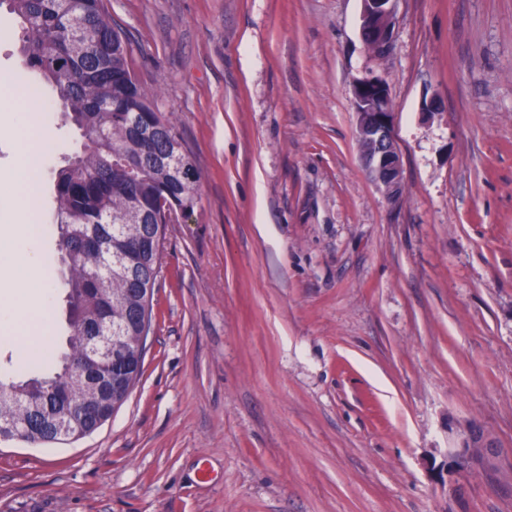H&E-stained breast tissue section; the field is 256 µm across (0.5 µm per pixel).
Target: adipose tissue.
I'll return each instance as SVG.
<instances>
[{"label":"adipose tissue","instance_id":"adipose-tissue-1","mask_svg":"<svg viewBox=\"0 0 512 512\" xmlns=\"http://www.w3.org/2000/svg\"><path fill=\"white\" fill-rule=\"evenodd\" d=\"M0 278L11 290L7 300L0 302V330H22L20 356L31 362L45 361L51 348V316L46 309L50 288L34 239L18 233L0 241Z\"/></svg>","mask_w":512,"mask_h":512}]
</instances>
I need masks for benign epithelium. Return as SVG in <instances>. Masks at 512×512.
I'll use <instances>...</instances> for the list:
<instances>
[{
  "label": "benign epithelium",
  "mask_w": 512,
  "mask_h": 512,
  "mask_svg": "<svg viewBox=\"0 0 512 512\" xmlns=\"http://www.w3.org/2000/svg\"><path fill=\"white\" fill-rule=\"evenodd\" d=\"M360 34L368 50L376 57L385 56L392 42V27L398 0H361ZM352 103L357 116V141L363 166L369 178L380 186L387 199L397 200L402 191V162L396 146L392 104L385 78L373 71L354 80ZM93 355L108 358L112 355V329L87 338ZM33 427L32 418L23 412L0 422V439L26 440V432ZM487 462L499 456L497 445L475 428L466 429L457 444L447 450L444 460L432 465L435 479L443 484L466 473L465 466L474 453Z\"/></svg>",
  "instance_id": "benign-epithelium-1"
}]
</instances>
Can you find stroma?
Returning a JSON list of instances; mask_svg holds the SVG:
<instances>
[{"label": "stroma", "mask_w": 512, "mask_h": 512, "mask_svg": "<svg viewBox=\"0 0 512 512\" xmlns=\"http://www.w3.org/2000/svg\"><path fill=\"white\" fill-rule=\"evenodd\" d=\"M203 176L167 225L143 374L94 434L0 441V512H512V0H398L374 59L360 0H104ZM0 10V233L29 230L69 334L51 172L79 141L38 100L31 216L6 181L22 87ZM386 79L403 190L356 142L352 83ZM441 109L427 115L426 103ZM0 331V376L31 365ZM493 470L434 480L470 425Z\"/></svg>", "instance_id": "obj_1"}]
</instances>
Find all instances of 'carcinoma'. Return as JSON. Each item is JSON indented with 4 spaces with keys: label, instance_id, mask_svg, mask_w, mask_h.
I'll return each instance as SVG.
<instances>
[{
    "label": "carcinoma",
    "instance_id": "1",
    "mask_svg": "<svg viewBox=\"0 0 512 512\" xmlns=\"http://www.w3.org/2000/svg\"><path fill=\"white\" fill-rule=\"evenodd\" d=\"M18 23L22 60L56 90L81 143L55 172L53 224L68 271L67 316L73 328L60 368L76 369L72 382L56 376L0 378V387L35 404L31 444L81 438L96 432L128 399L143 373L142 322L153 319V297L165 225L191 214L202 175L174 121L138 80L132 51L113 25L103 0H0ZM112 326L121 340L112 357L128 370L112 378L105 411L70 421L72 405L101 379L86 354V337Z\"/></svg>",
    "mask_w": 512,
    "mask_h": 512
}]
</instances>
